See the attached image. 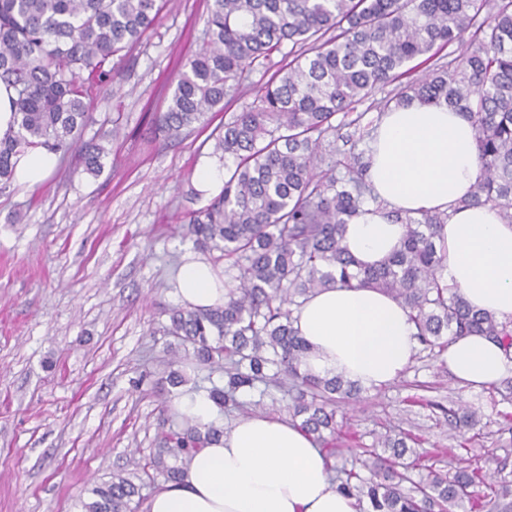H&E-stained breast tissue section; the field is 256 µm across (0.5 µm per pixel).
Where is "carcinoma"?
I'll list each match as a JSON object with an SVG mask.
<instances>
[{
    "mask_svg": "<svg viewBox=\"0 0 512 512\" xmlns=\"http://www.w3.org/2000/svg\"><path fill=\"white\" fill-rule=\"evenodd\" d=\"M158 0H0V82L13 88L16 129L0 139V194L14 182V155L41 147L78 153L83 171L100 176L108 153L83 140L90 83L109 75L115 56L156 22ZM290 45L283 51L284 45ZM456 46L446 65L438 53ZM281 59L274 60V55ZM262 69L267 81L251 76ZM253 102L211 133L212 154L224 159V188L189 212L186 234L211 242L237 270L225 301L205 309L178 308L169 333L193 346L203 367L227 361L225 383L208 394L221 408L259 390L263 404L274 375L299 388L293 417L327 447L342 438L339 404L362 388L340 375L302 369L310 346L294 327V309L336 286L369 287L408 311L415 336L441 355L451 340L472 333L512 354V321L472 309L441 277L445 255L436 244L448 213L399 211V248L378 266H363L346 251L348 221L375 200L365 152L345 154L344 127L370 134L356 105L377 91L379 113L420 105L445 106L470 120L484 176L464 206L491 205L512 224V0H210L205 40L175 77L171 100L155 115L157 128L177 140L244 91ZM339 123H334L336 116ZM459 429L472 430L477 412L448 410ZM223 433L202 430L185 416L163 437L157 467L168 482L181 479L178 462ZM411 435L391 429L377 447L372 475L336 469L337 489L357 512H456L483 507L477 468L448 476L431 471L407 489ZM174 460L169 465L165 458ZM140 486L115 474L91 489L83 512H133Z\"/></svg>",
    "mask_w": 512,
    "mask_h": 512,
    "instance_id": "obj_1",
    "label": "carcinoma"
}]
</instances>
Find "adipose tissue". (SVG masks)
<instances>
[{
	"mask_svg": "<svg viewBox=\"0 0 512 512\" xmlns=\"http://www.w3.org/2000/svg\"><path fill=\"white\" fill-rule=\"evenodd\" d=\"M57 156L42 148L19 153L15 181L32 188L52 172ZM483 168L476 129L446 107L413 104L384 113L369 143L368 179L376 204L353 217L344 243L364 264L390 256L404 234L391 212L444 211L438 242L446 253L442 277L476 310L512 320V225L491 206H463ZM177 294L197 309L224 301V280L203 259L185 263ZM295 326L311 351L307 371L342 374L371 388L396 381L417 351L407 310L372 288H327L306 300ZM445 363L463 386L512 377V359L478 334L449 345ZM149 512H355L328 475L312 438L296 424L252 416L195 452L180 481L164 485Z\"/></svg>",
	"mask_w": 512,
	"mask_h": 512,
	"instance_id": "adipose-tissue-1",
	"label": "adipose tissue"
}]
</instances>
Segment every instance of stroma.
<instances>
[{
	"instance_id": "obj_1",
	"label": "stroma",
	"mask_w": 512,
	"mask_h": 512,
	"mask_svg": "<svg viewBox=\"0 0 512 512\" xmlns=\"http://www.w3.org/2000/svg\"><path fill=\"white\" fill-rule=\"evenodd\" d=\"M207 8V0H166L155 26L94 84L84 136L109 151L102 175L68 159L41 185L0 195V512H81L91 488L119 472L135 474L136 512H146L165 483L150 463L179 420L169 366L202 391L224 382L167 327L182 305L183 257L226 270L219 250L182 223L206 205L194 170L225 115L173 142L152 119L202 45ZM461 404L480 415V437L468 446L446 418ZM510 415L512 403L494 388L459 386L421 347L397 381L366 389L349 409L347 464L368 475L364 450L390 421L418 439L413 480L471 466L512 486V439L498 432Z\"/></svg>"
}]
</instances>
